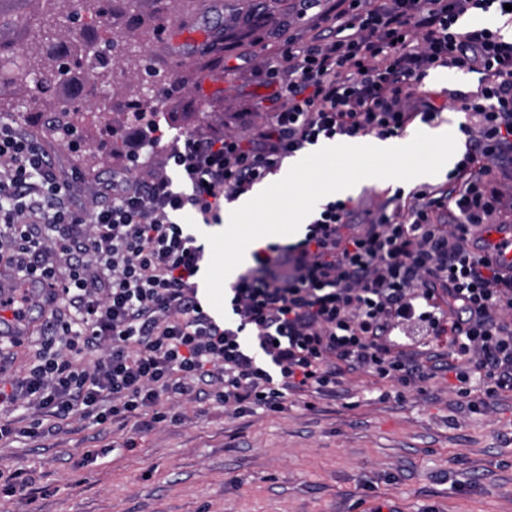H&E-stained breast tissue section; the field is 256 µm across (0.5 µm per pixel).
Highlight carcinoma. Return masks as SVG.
<instances>
[{
    "mask_svg": "<svg viewBox=\"0 0 512 512\" xmlns=\"http://www.w3.org/2000/svg\"><path fill=\"white\" fill-rule=\"evenodd\" d=\"M47 2L43 11L18 13L4 8V3L38 4ZM78 0H0V87L22 86L32 96L41 95L58 83H69L78 73L90 89L110 84L117 71L116 59L103 54L95 45L81 53L71 51L62 27V18L86 27H98L113 14L132 11L137 0H83L85 14L76 10L67 13L62 5ZM13 33L11 40L5 35ZM158 88L141 82L127 96L129 109L136 113L147 108L156 98Z\"/></svg>",
    "mask_w": 512,
    "mask_h": 512,
    "instance_id": "obj_1",
    "label": "carcinoma"
}]
</instances>
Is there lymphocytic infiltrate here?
<instances>
[{
  "label": "lymphocytic infiltrate",
  "mask_w": 512,
  "mask_h": 512,
  "mask_svg": "<svg viewBox=\"0 0 512 512\" xmlns=\"http://www.w3.org/2000/svg\"><path fill=\"white\" fill-rule=\"evenodd\" d=\"M314 14L265 69V123L248 133L164 139L138 118L131 159L164 150L173 175L116 173L88 207L39 145L0 123L1 312L51 313L20 375L0 364V441L72 419L142 433L181 421L179 404L241 418L280 413L297 393L332 397L364 373L396 396L421 388L426 353L446 359L471 411L512 391V274L471 250L512 213V0H298ZM493 15L463 27L462 17ZM479 76L471 91L428 87L431 71ZM461 112V158L440 184L320 202L303 238L253 254L205 309V247L182 224L223 205L320 141L387 140Z\"/></svg>",
  "instance_id": "1"
}]
</instances>
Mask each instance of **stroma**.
Masks as SVG:
<instances>
[{"mask_svg": "<svg viewBox=\"0 0 512 512\" xmlns=\"http://www.w3.org/2000/svg\"><path fill=\"white\" fill-rule=\"evenodd\" d=\"M295 0H138L134 14L109 26L113 53L140 41L158 85L181 91L154 103L167 136L208 130L244 132L261 121L264 75L288 35L306 30ZM192 31L217 40L173 54L170 38L144 40L140 23ZM141 72H123L98 95L74 144L44 133L51 112L71 97L53 87L42 99L25 89L0 92V112L40 141L80 200L126 165L125 91ZM118 142L116 151L102 143ZM443 373L422 390L382 399L387 386L361 374L343 378L335 396H293L285 412L230 418L223 410L181 406L183 423L133 435L73 420L49 438L0 442V469L30 474L38 512H512V394L471 412ZM136 436L138 447L123 443ZM99 450L85 461L86 449Z\"/></svg>", "mask_w": 512, "mask_h": 512, "instance_id": "1", "label": "stroma"}]
</instances>
